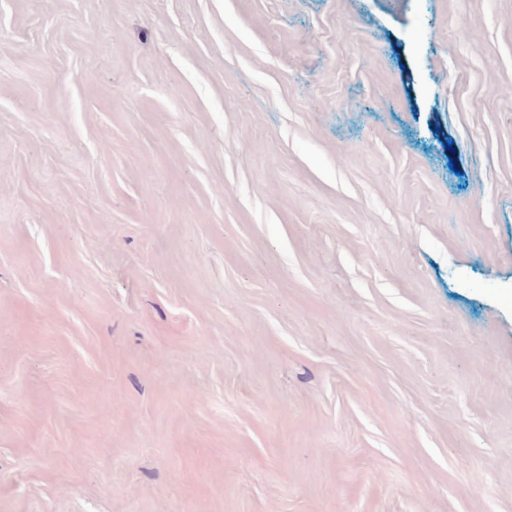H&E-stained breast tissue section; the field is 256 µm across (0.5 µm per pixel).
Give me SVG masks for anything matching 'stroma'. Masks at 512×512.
<instances>
[{"instance_id":"stroma-1","label":"stroma","mask_w":512,"mask_h":512,"mask_svg":"<svg viewBox=\"0 0 512 512\" xmlns=\"http://www.w3.org/2000/svg\"><path fill=\"white\" fill-rule=\"evenodd\" d=\"M0 512H512V0H0Z\"/></svg>"}]
</instances>
